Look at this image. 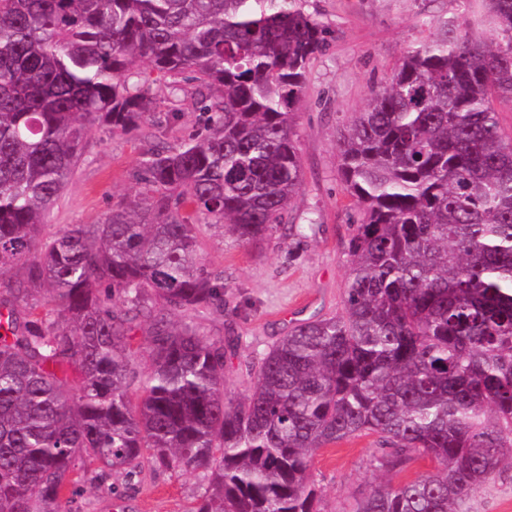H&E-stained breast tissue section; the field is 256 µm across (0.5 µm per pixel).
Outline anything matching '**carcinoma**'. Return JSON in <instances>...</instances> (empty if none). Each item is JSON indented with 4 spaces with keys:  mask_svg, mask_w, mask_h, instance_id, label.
Segmentation results:
<instances>
[{
    "mask_svg": "<svg viewBox=\"0 0 512 512\" xmlns=\"http://www.w3.org/2000/svg\"><path fill=\"white\" fill-rule=\"evenodd\" d=\"M303 2L0 0V512H71L79 456L205 472L194 512H321L312 452L363 434L381 469L437 467L347 512H463L512 466V135L493 106L512 102V0H480L489 41L439 26L339 130L359 213L342 312L297 323L227 396L233 344L197 322L224 312V275L198 228L293 231L294 109L328 34ZM142 60L188 75L207 133L143 154V191L101 223L44 235L94 127L155 109L129 82Z\"/></svg>",
    "mask_w": 512,
    "mask_h": 512,
    "instance_id": "obj_1",
    "label": "carcinoma"
}]
</instances>
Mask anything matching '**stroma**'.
I'll return each mask as SVG.
<instances>
[{
  "label": "stroma",
  "mask_w": 512,
  "mask_h": 512,
  "mask_svg": "<svg viewBox=\"0 0 512 512\" xmlns=\"http://www.w3.org/2000/svg\"><path fill=\"white\" fill-rule=\"evenodd\" d=\"M305 8L328 26L329 45L309 65L295 109L303 181L291 200L292 235L274 234L258 245L235 241L224 227H199L205 262L224 274L223 313L201 319L204 334L239 340L224 379L230 397L245 395L251 369L296 323L341 312L348 274L347 245L355 211L344 192L336 136L364 111L371 88L384 85L409 48L428 39L436 24L451 22L472 36L490 37L480 24L477 0H307ZM149 122L124 135L96 127L64 194L47 217V234L69 224H98L113 204L141 189L136 170L151 147L179 145L203 131L195 84L158 83ZM176 113L167 121L168 113ZM381 453L373 435L354 437L314 451L310 476L322 491L324 512L345 508L371 484L391 485L433 471V462L409 453L402 468H377ZM79 479L72 512H192L206 492L200 471L155 470L126 480L100 465L77 459ZM468 512H512V468L502 467L467 504Z\"/></svg>",
  "instance_id": "stroma-1"
}]
</instances>
